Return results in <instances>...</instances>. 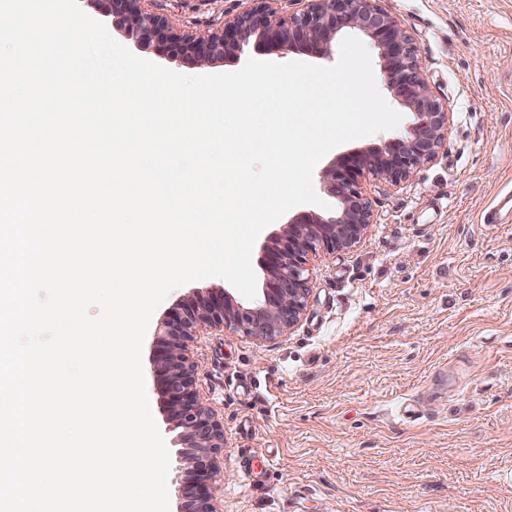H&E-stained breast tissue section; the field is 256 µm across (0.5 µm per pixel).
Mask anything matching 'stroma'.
Masks as SVG:
<instances>
[{"mask_svg":"<svg viewBox=\"0 0 512 512\" xmlns=\"http://www.w3.org/2000/svg\"><path fill=\"white\" fill-rule=\"evenodd\" d=\"M182 31L220 27L247 0H158ZM413 35L453 122L436 160L371 194L354 248L309 266L308 307L290 335L233 332L191 346L202 401L224 422L222 512H512V221L484 216L512 193V0H382ZM227 290H173L142 346L150 409L180 444L151 370L178 303ZM421 407L403 419L406 405ZM275 464L242 467L244 454Z\"/></svg>","mask_w":512,"mask_h":512,"instance_id":"obj_1","label":"stroma"}]
</instances>
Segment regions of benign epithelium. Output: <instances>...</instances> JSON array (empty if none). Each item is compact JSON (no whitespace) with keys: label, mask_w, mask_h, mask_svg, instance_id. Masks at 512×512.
<instances>
[{"label":"benign epithelium","mask_w":512,"mask_h":512,"mask_svg":"<svg viewBox=\"0 0 512 512\" xmlns=\"http://www.w3.org/2000/svg\"><path fill=\"white\" fill-rule=\"evenodd\" d=\"M95 2L127 37L152 43L158 51L202 69L251 44L283 55L303 50L327 58L337 34L345 28L356 29L377 50L388 92L416 117L409 137L392 139L381 148L342 154L323 167L320 182L339 208L328 218L298 215L273 245L265 247L267 278L258 306L243 308L233 304L226 292L212 291L184 302L164 324L152 364L182 444L179 472L185 512H218L217 504L224 497V478L217 465L224 449V424L200 401L189 343L226 329L274 340L296 326L310 294V255L354 246L373 223L372 200L361 190L359 178L388 189L407 182L418 168L436 158L448 134V108L429 90L413 37L379 5L380 0H294L302 8L287 17L272 8L269 0H250L249 8L201 37L179 34L170 18L142 9L141 0Z\"/></svg>","instance_id":"1"}]
</instances>
